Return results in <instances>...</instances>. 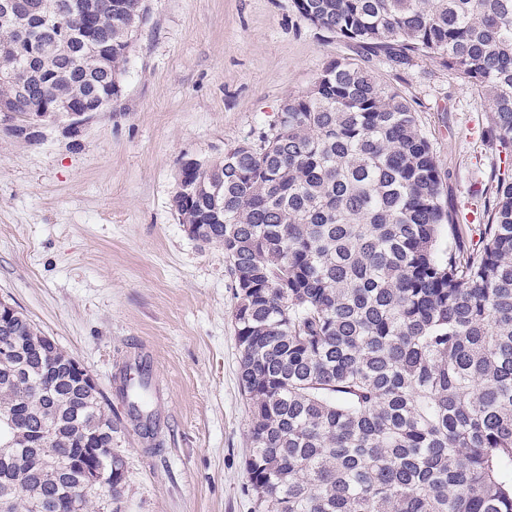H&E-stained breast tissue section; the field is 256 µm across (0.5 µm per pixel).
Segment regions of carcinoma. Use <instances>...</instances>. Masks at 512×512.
<instances>
[{
    "mask_svg": "<svg viewBox=\"0 0 512 512\" xmlns=\"http://www.w3.org/2000/svg\"><path fill=\"white\" fill-rule=\"evenodd\" d=\"M24 2L31 40L0 22V96L20 120L96 92L112 104L107 71L126 74L144 0H91L72 33L101 41L75 54L38 24L54 0ZM292 3L359 59L329 64L257 139L186 175L175 210L224 248L235 288L256 512H512V176L467 248L417 112L368 66L429 57L463 76L511 157L512 0ZM5 340L20 355L0 364L4 512H118L125 474L87 490L82 467L84 433L110 456L111 404L79 390L70 353L24 313Z\"/></svg>",
    "mask_w": 512,
    "mask_h": 512,
    "instance_id": "obj_1",
    "label": "carcinoma"
}]
</instances>
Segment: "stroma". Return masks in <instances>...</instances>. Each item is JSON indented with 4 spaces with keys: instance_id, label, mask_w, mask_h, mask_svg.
Listing matches in <instances>:
<instances>
[{
    "instance_id": "stroma-1",
    "label": "stroma",
    "mask_w": 512,
    "mask_h": 512,
    "mask_svg": "<svg viewBox=\"0 0 512 512\" xmlns=\"http://www.w3.org/2000/svg\"><path fill=\"white\" fill-rule=\"evenodd\" d=\"M120 96L82 125L25 133L0 113V299L77 357L112 397L143 345L164 388L154 443L118 427L120 512H254L249 417L238 380L235 291L224 250L187 235L172 200L187 161L257 139L346 43L291 0H147ZM377 79L417 112L442 165L443 197L469 244L505 169L463 76L422 57Z\"/></svg>"
}]
</instances>
